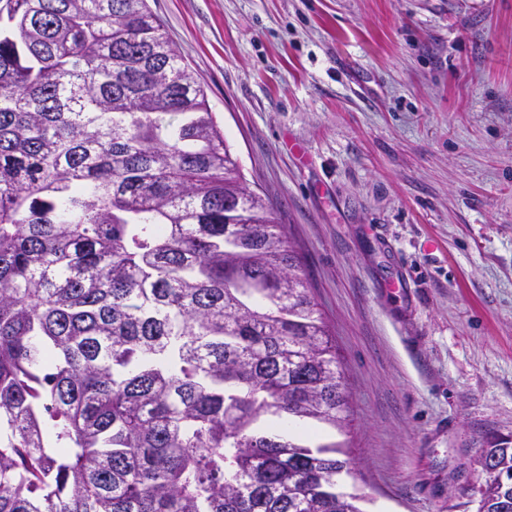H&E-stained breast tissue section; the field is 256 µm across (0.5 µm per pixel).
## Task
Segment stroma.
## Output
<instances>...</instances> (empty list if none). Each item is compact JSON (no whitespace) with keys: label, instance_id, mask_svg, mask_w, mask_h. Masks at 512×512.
Returning a JSON list of instances; mask_svg holds the SVG:
<instances>
[{"label":"stroma","instance_id":"stroma-1","mask_svg":"<svg viewBox=\"0 0 512 512\" xmlns=\"http://www.w3.org/2000/svg\"><path fill=\"white\" fill-rule=\"evenodd\" d=\"M334 334L367 512L512 439V0H147Z\"/></svg>","mask_w":512,"mask_h":512}]
</instances>
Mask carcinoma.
<instances>
[{
  "label": "carcinoma",
  "mask_w": 512,
  "mask_h": 512,
  "mask_svg": "<svg viewBox=\"0 0 512 512\" xmlns=\"http://www.w3.org/2000/svg\"><path fill=\"white\" fill-rule=\"evenodd\" d=\"M300 257L146 0H0V512H364ZM478 512H512V481Z\"/></svg>",
  "instance_id": "obj_1"
}]
</instances>
